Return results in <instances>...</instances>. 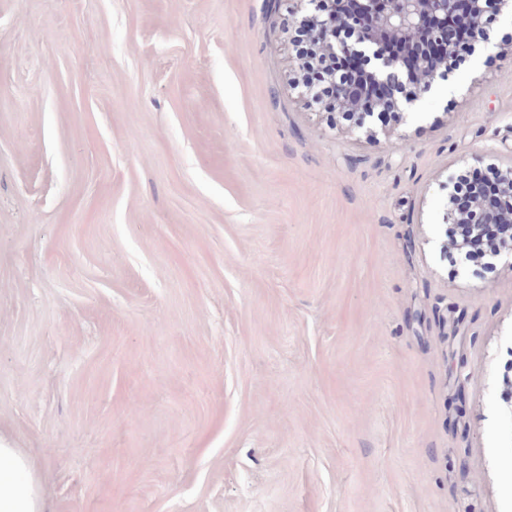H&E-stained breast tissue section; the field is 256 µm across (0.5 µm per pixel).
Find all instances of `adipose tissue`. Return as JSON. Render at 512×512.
I'll use <instances>...</instances> for the list:
<instances>
[{
	"instance_id": "ef3b65f1",
	"label": "adipose tissue",
	"mask_w": 512,
	"mask_h": 512,
	"mask_svg": "<svg viewBox=\"0 0 512 512\" xmlns=\"http://www.w3.org/2000/svg\"><path fill=\"white\" fill-rule=\"evenodd\" d=\"M0 512H45L40 479L33 462L0 441Z\"/></svg>"
}]
</instances>
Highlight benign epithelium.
Instances as JSON below:
<instances>
[{
    "instance_id": "benign-epithelium-1",
    "label": "benign epithelium",
    "mask_w": 512,
    "mask_h": 512,
    "mask_svg": "<svg viewBox=\"0 0 512 512\" xmlns=\"http://www.w3.org/2000/svg\"><path fill=\"white\" fill-rule=\"evenodd\" d=\"M293 18L297 26L310 25V37L341 60L366 64L374 90L371 105L364 104L359 94H349L345 87L332 95L330 112H342L354 118V132L375 142L390 130L377 108L389 104L394 111L414 103L418 95L396 97V89L411 85L419 92L431 89L436 78H445L440 71L442 60L453 52L448 41V21L478 24L483 0H356L359 14L350 18L342 0H292ZM502 178L500 192L512 200V159L498 168ZM448 202L443 220L448 224L474 222V213L486 203L475 199L463 204L457 201V180L450 177ZM506 225L504 241L489 254L490 264H507L512 270V209L498 213Z\"/></svg>"
}]
</instances>
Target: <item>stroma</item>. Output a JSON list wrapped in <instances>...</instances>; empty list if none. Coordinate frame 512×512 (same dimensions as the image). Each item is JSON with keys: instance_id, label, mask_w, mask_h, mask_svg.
I'll list each match as a JSON object with an SVG mask.
<instances>
[{"instance_id": "stroma-1", "label": "stroma", "mask_w": 512, "mask_h": 512, "mask_svg": "<svg viewBox=\"0 0 512 512\" xmlns=\"http://www.w3.org/2000/svg\"><path fill=\"white\" fill-rule=\"evenodd\" d=\"M289 0H0V435L49 512H512V16L391 122L297 98ZM498 174L502 178L500 192L503 196L510 199L511 208L506 212H499V222L506 225L504 241L489 254L490 262L488 264L495 265L498 262H504L508 268L512 270V159L497 168ZM457 183L456 179L449 176L448 182L445 184V188H448V202L443 216L444 223L459 224L452 229L449 240H464L467 236H474L476 229L472 231L471 227L476 225L481 228V246L486 248L494 244L498 238L496 224H499L496 223L494 217L488 214L482 223H476L472 219L474 213L486 207V202L477 201L473 198L463 204L458 202L456 197L459 192L470 197L474 195L481 197L484 201L494 200L499 194L497 173L474 170L463 176L460 190ZM467 222L476 224H461Z\"/></svg>"}]
</instances>
